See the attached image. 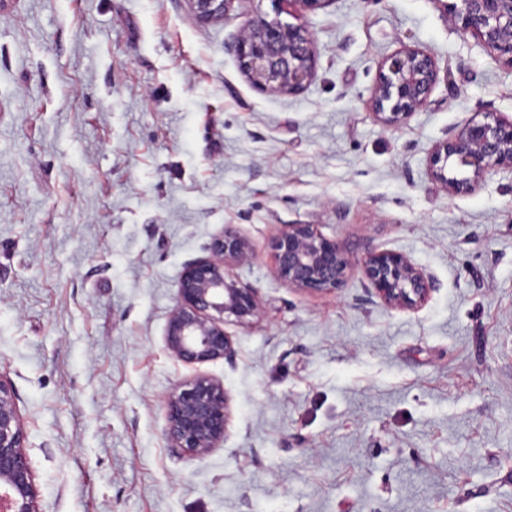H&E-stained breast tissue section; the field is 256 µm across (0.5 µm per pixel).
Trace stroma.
I'll list each match as a JSON object with an SVG mask.
<instances>
[{"label": "stroma", "instance_id": "obj_1", "mask_svg": "<svg viewBox=\"0 0 512 512\" xmlns=\"http://www.w3.org/2000/svg\"><path fill=\"white\" fill-rule=\"evenodd\" d=\"M272 0L196 22L187 0H0V377L15 392L38 512H512V175L448 194L433 146L512 116V69L437 0H331L288 15L311 83L253 86L228 50ZM411 47L439 81L399 129L370 114ZM350 254L410 257L414 311L360 272L301 292L273 271L287 224ZM233 225L252 259L234 364L164 348L185 266ZM223 381L224 444L173 453L165 401Z\"/></svg>", "mask_w": 512, "mask_h": 512}]
</instances>
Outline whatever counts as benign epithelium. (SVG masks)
I'll list each match as a JSON object with an SVG mask.
<instances>
[{"label":"benign epithelium","mask_w":512,"mask_h":512,"mask_svg":"<svg viewBox=\"0 0 512 512\" xmlns=\"http://www.w3.org/2000/svg\"><path fill=\"white\" fill-rule=\"evenodd\" d=\"M201 23L224 19L235 0H188ZM276 16L261 17L232 38L240 67L256 87L284 94L302 91L313 79L316 50L309 30L280 19L292 6L322 9L332 0H273ZM457 29L476 37L495 57L512 68V0H439ZM371 95L376 122L396 129L422 108L439 81L433 56L406 48L388 58ZM470 171L457 178L448 165ZM512 173V119L482 112L429 154L431 178L450 194L465 193L490 172ZM275 273L290 288L331 292L360 270L367 290L383 304L415 310L435 289L433 280L408 256L367 248L359 257L317 231L313 224H288L271 241ZM253 255L250 242L231 224L215 236L208 255L189 263L179 281V300L164 335L167 352L187 364L235 362L237 349L224 330L233 318L248 327L262 313L257 289L229 274ZM165 428L175 453L204 456L226 440L230 393L224 382L197 373L177 385L166 400ZM26 430L9 381L0 377V512H38L37 490L25 451Z\"/></svg>","instance_id":"1"}]
</instances>
